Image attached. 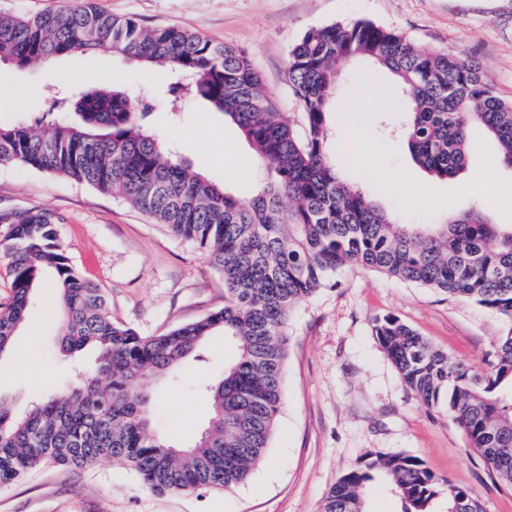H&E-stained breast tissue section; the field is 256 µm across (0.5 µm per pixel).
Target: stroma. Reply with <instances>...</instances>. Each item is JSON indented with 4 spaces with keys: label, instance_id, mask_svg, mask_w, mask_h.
Masks as SVG:
<instances>
[{
    "label": "stroma",
    "instance_id": "1",
    "mask_svg": "<svg viewBox=\"0 0 512 512\" xmlns=\"http://www.w3.org/2000/svg\"><path fill=\"white\" fill-rule=\"evenodd\" d=\"M102 12L142 26H177L243 52L260 73L277 111L297 118L286 79L288 53L310 29L359 19L403 33L417 48L460 51L477 59L495 93L512 100V0H88ZM172 78L116 54H77L25 69L0 65V125L40 129L60 119L49 90L69 98L93 86L146 102L145 126L210 181L239 198L272 173L222 113L190 94H167ZM328 149L340 173L376 204L408 224L442 215L447 204L476 208L491 223L512 225V166L495 142L477 133L466 175L494 167L475 192L458 180H434L411 160L401 137H383L364 102L336 96L328 114ZM424 192L408 195L413 183ZM46 211L58 225L73 265L106 295L112 318L157 335L224 306V278L205 252L173 236L125 201L62 174L0 165V213ZM57 291L34 295L10 353L0 356V396L15 412L88 368L92 352L63 355ZM392 314L436 347L483 371L512 321L477 304L357 265L341 267L331 285L301 302L288 323L286 403L264 461L241 486L210 493L158 494L126 466L100 461L83 468L47 465L0 485V512H324L330 488L376 453L421 458L438 478L465 488L483 512H512V488L495 483L481 456L450 417L427 410L401 383L373 334ZM205 362L189 361L176 386H156L153 423L177 446L206 427L202 385L224 373L230 341L212 337Z\"/></svg>",
    "mask_w": 512,
    "mask_h": 512
}]
</instances>
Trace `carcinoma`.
I'll list each match as a JSON object with an SVG mask.
<instances>
[{"label":"carcinoma","instance_id":"obj_1","mask_svg":"<svg viewBox=\"0 0 512 512\" xmlns=\"http://www.w3.org/2000/svg\"><path fill=\"white\" fill-rule=\"evenodd\" d=\"M116 53L163 68L235 124L274 177L241 199L195 173L158 145L143 126L150 107L93 87L74 99L78 122L60 119L34 131L0 126V165L66 175L121 198L207 253L224 276V308L167 333L142 336L112 320L104 293L73 266L46 212L1 213L10 225L0 256L12 297L0 308V355L13 347L34 291L46 274L59 291L60 347L97 351L75 384L46 395L19 415L0 399V483L47 464L85 467L102 459L130 467L154 492L230 490L243 484L269 448L284 400L286 328L296 307L346 264L437 289L512 321V225L466 209L440 224H404L343 179L327 150L328 114L338 71L351 59L390 72L404 92L384 104L399 115L414 163L430 177L466 169L470 130L483 127L512 166V102L494 94L478 60L462 52L419 50L402 33L359 20L312 28L288 54L287 78L300 126L277 112L247 57L196 32L146 28L93 8L0 17V60L16 68L70 54ZM222 333L234 354L206 385L209 421L186 447L152 425L151 384L182 378L203 360L204 342ZM373 335L405 388L449 415L490 473L512 487V329L483 373L435 347L395 315L375 320ZM384 480L402 512H432L444 494L448 512L467 490L438 480L404 453L376 454L330 490L325 512H366L371 483Z\"/></svg>","mask_w":512,"mask_h":512}]
</instances>
